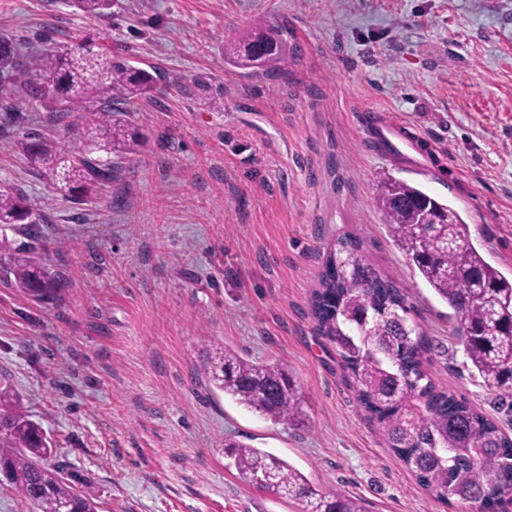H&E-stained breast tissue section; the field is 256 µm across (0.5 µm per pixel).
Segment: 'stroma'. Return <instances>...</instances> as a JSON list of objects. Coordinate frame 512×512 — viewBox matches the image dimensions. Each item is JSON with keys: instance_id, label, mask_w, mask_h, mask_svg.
Returning a JSON list of instances; mask_svg holds the SVG:
<instances>
[{"instance_id": "1", "label": "stroma", "mask_w": 512, "mask_h": 512, "mask_svg": "<svg viewBox=\"0 0 512 512\" xmlns=\"http://www.w3.org/2000/svg\"><path fill=\"white\" fill-rule=\"evenodd\" d=\"M263 23L290 31L281 73L229 70L225 44ZM0 34L32 52L87 36L161 76L128 106L144 146L89 202L36 179L15 135H0V183L49 218L43 256L63 275L60 302L42 304L0 269V382L90 481L97 512H298L239 479L228 439L373 512H468L396 457L318 334L311 297L333 244L357 238L429 340V379L512 436V412L466 365L452 309L375 202L386 173L422 187L512 275V0H112L102 17L68 0H0ZM14 106L24 128L79 147L41 106ZM376 110L432 144L440 172L382 156ZM224 345L292 371L302 422L212 391L205 363Z\"/></svg>"}]
</instances>
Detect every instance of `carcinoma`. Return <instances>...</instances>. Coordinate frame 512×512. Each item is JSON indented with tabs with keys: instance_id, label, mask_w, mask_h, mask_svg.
Returning a JSON list of instances; mask_svg holds the SVG:
<instances>
[{
	"instance_id": "obj_1",
	"label": "carcinoma",
	"mask_w": 512,
	"mask_h": 512,
	"mask_svg": "<svg viewBox=\"0 0 512 512\" xmlns=\"http://www.w3.org/2000/svg\"><path fill=\"white\" fill-rule=\"evenodd\" d=\"M89 15L104 16L112 0H73ZM227 64L236 69L281 72L288 58V29L265 25L240 39ZM156 77L82 38L50 45L36 56L22 54L0 37V101L23 94L54 113L69 128L81 113L79 154L55 138L23 133L18 147L36 178L65 198L82 203L112 182L143 143L126 119V105L151 93ZM376 206L388 236L411 268L453 310L457 336L472 371L501 403L512 407V277L489 263L472 242L469 224L448 203L420 187L384 177ZM27 225L30 241L8 250L0 264L34 301H58L61 274L39 259L43 219H32L28 197L0 186V228ZM311 311L319 335L336 349L356 384L360 406L434 498L469 507L488 506L512 483V438L466 400L437 387L422 369L426 337L408 318L405 295L382 278L351 237L327 254L313 290ZM208 383L236 403L276 423L302 419L298 378L278 364L255 363L224 348L210 353ZM0 475L36 512H97L88 486L75 484L64 468L48 463L53 453L42 427L19 412L9 385L0 386ZM224 456L246 484L298 504L299 512H369L359 498L315 487L282 459L259 448L224 439Z\"/></svg>"
}]
</instances>
